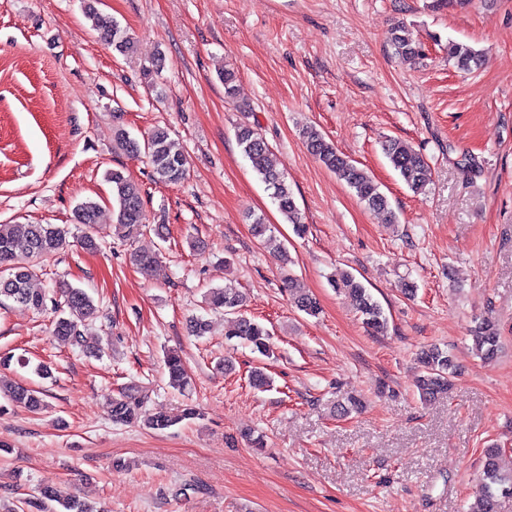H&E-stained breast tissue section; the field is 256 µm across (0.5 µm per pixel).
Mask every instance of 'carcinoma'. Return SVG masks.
Returning a JSON list of instances; mask_svg holds the SVG:
<instances>
[{"instance_id": "obj_1", "label": "carcinoma", "mask_w": 512, "mask_h": 512, "mask_svg": "<svg viewBox=\"0 0 512 512\" xmlns=\"http://www.w3.org/2000/svg\"><path fill=\"white\" fill-rule=\"evenodd\" d=\"M87 18L99 41L120 53H127L132 48L131 38L126 30L112 18L93 6L88 7ZM393 54L401 60L412 61L423 56L420 43L410 36L403 22L395 24L388 36ZM481 53L462 43L448 44V58L461 71H469L477 66ZM224 84V96L233 99L237 94V74L234 69L224 67L219 72ZM302 137L307 150L329 171L343 181L358 200L368 209L385 215L389 222L396 219L395 212L387 195L381 191L379 184L363 168L353 164L346 156L313 125L302 129ZM236 140L245 158L249 160L259 179L264 183L270 197L277 205L288 223L292 224L294 233L302 237L307 226L302 224L301 213L297 207L293 191L286 177L270 160V148L258 130L244 123L237 127ZM113 142L119 150L136 157L147 154L152 169L153 179L157 182L176 185L186 175L187 160L182 152L174 149L165 128H156L147 141L139 143L127 130L117 127L113 132ZM382 151L394 171L403 183L412 191L419 192L431 180V168L427 158L408 143L399 139H387L382 143ZM106 180L112 186V199L117 205L115 231L124 240H133L152 231L163 234V226L146 224L144 199L141 187L121 169H113L106 174ZM99 205L93 200L78 204L74 210L76 223L83 226L79 243L86 250H96L98 243L95 229ZM254 236L265 247L287 256L285 248L277 243L270 234V227L263 218L253 220ZM68 229L57 224H0V300H10L22 307L42 311L46 308V296L35 293L29 287L30 281L37 276V268L30 260L47 259L54 256L65 246ZM132 262L142 269H153L159 264V255L149 252L131 253ZM289 300L299 311L315 317L321 311L317 298L301 286L292 274L285 276ZM332 286L341 288L356 306L363 318V323L374 332H381L387 325L384 311L369 290L352 274L346 273L340 279L331 280ZM60 299L54 301L52 334L57 339L72 346L85 347L83 327L86 321L96 315V307L90 296L80 288L63 287L59 289ZM207 303L213 309H224L228 315L225 320L224 336L227 340H237L250 347L251 351L265 358L274 356L270 331L258 322L242 316L239 311L245 304V296L231 289L215 288L207 297ZM474 348L477 355L492 360L500 351V334L494 321L489 318L481 320L475 327ZM420 368L415 376L414 386L419 397L431 401L443 397L452 388L455 373L453 355L436 345L428 346L419 354ZM172 388L184 391L189 380L184 371L182 358L178 351L170 350L165 356ZM7 402L13 406L28 410H38L44 406L42 392L24 385H11L3 389ZM145 397L136 385L125 387L119 395L112 398L110 418L116 424L141 422L153 430L168 429L184 420L197 419L199 411L194 405H187L176 414L150 413L144 409ZM501 449L490 446L484 449L481 472V489L477 505L471 512H496L497 498L512 492V472L504 473L499 466ZM38 512H103L93 508L89 503L70 495H62L57 488L46 483L40 489V497L33 503Z\"/></svg>"}]
</instances>
